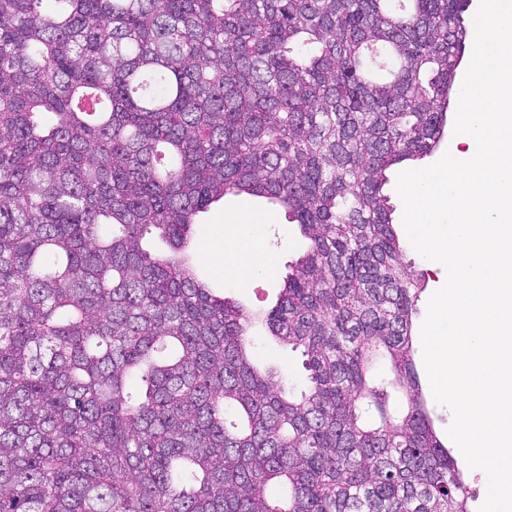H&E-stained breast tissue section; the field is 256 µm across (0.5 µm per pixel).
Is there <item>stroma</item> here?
<instances>
[{"mask_svg": "<svg viewBox=\"0 0 512 512\" xmlns=\"http://www.w3.org/2000/svg\"><path fill=\"white\" fill-rule=\"evenodd\" d=\"M242 217L263 227L259 256L267 259L270 268L266 272L233 283L224 278V268L209 261L211 249L224 245V224L231 218ZM194 238L199 244L192 258L200 277L224 294L254 309H268L277 299V293L288 274V266L306 247L295 225L289 224L281 208L266 199L251 196H227L213 204L199 216ZM250 351L255 366L272 368L280 375L285 388H301L306 372L299 353L280 345L267 336L262 327H255L250 338Z\"/></svg>", "mask_w": 512, "mask_h": 512, "instance_id": "stroma-1", "label": "stroma"}]
</instances>
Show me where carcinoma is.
I'll use <instances>...</instances> for the list:
<instances>
[{
  "label": "carcinoma",
  "mask_w": 512,
  "mask_h": 512,
  "mask_svg": "<svg viewBox=\"0 0 512 512\" xmlns=\"http://www.w3.org/2000/svg\"><path fill=\"white\" fill-rule=\"evenodd\" d=\"M470 5L0 0V512H470L384 192L444 136ZM243 194L307 240L268 310L187 254ZM251 334L250 351L254 365L260 369L274 368L280 375L281 385L287 390L301 388L307 373L302 367L300 354L266 336L260 325Z\"/></svg>",
  "instance_id": "1"
}]
</instances>
